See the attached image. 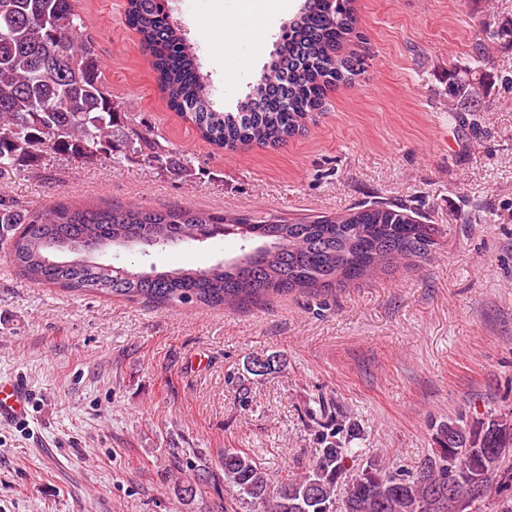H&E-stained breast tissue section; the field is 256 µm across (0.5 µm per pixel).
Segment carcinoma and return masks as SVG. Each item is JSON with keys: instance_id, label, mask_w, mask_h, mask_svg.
Instances as JSON below:
<instances>
[{"instance_id": "carcinoma-1", "label": "carcinoma", "mask_w": 512, "mask_h": 512, "mask_svg": "<svg viewBox=\"0 0 512 512\" xmlns=\"http://www.w3.org/2000/svg\"><path fill=\"white\" fill-rule=\"evenodd\" d=\"M354 0H304L282 36L276 58L246 97L225 109L212 93L197 46L169 22L163 0H128L127 20L150 54L157 86L170 109L219 149L274 147L322 111L326 90L361 74L343 52L358 36ZM73 0H0V179L36 170L47 157L75 163L110 160L122 150L161 161L155 133L129 125L107 90L94 44L79 34ZM404 204L360 206L337 216L289 222L272 214L227 218L180 205L138 203L84 208L63 203L22 210L0 197V247L34 285L104 294L172 311L253 304L293 290L329 293L402 260L425 258L436 230ZM232 227L241 254L208 268L138 271L94 259L97 243L115 254L138 242L158 248L202 243ZM321 434L320 448L300 474L272 486L247 452L226 448L218 465L196 468L179 488L224 483L234 500L261 512H448L456 488L470 489L462 512H481L512 483V418L490 416L475 429L458 418L437 429V448L412 468L359 463V450ZM345 484V495L337 487ZM512 512V498L496 499Z\"/></svg>"}]
</instances>
